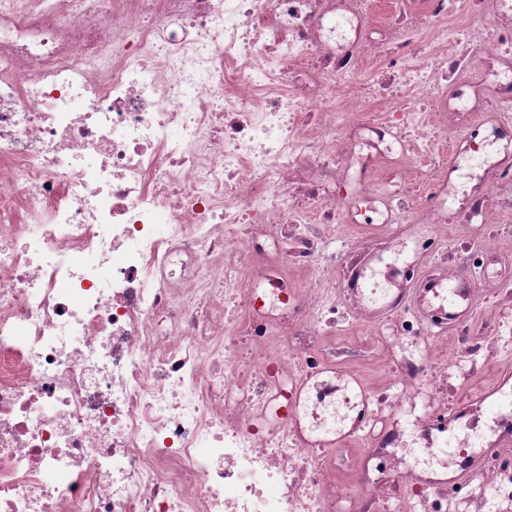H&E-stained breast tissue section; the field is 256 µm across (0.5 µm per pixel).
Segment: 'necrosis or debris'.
Returning a JSON list of instances; mask_svg holds the SVG:
<instances>
[{"label":"necrosis or debris","mask_w":512,"mask_h":512,"mask_svg":"<svg viewBox=\"0 0 512 512\" xmlns=\"http://www.w3.org/2000/svg\"><path fill=\"white\" fill-rule=\"evenodd\" d=\"M511 377L512 0H0V512H512Z\"/></svg>","instance_id":"obj_1"}]
</instances>
